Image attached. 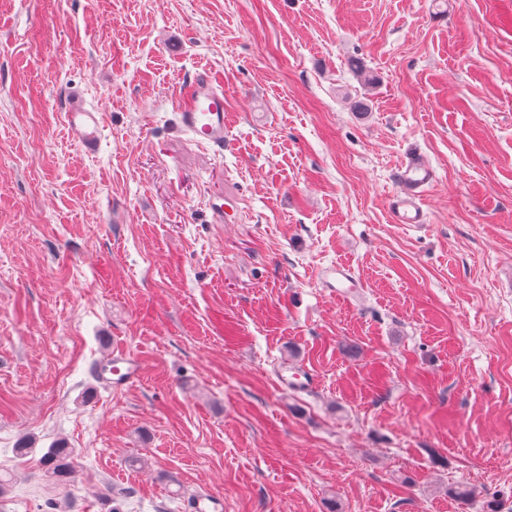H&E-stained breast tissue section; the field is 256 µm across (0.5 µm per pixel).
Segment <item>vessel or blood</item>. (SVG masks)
Returning <instances> with one entry per match:
<instances>
[{"mask_svg": "<svg viewBox=\"0 0 512 512\" xmlns=\"http://www.w3.org/2000/svg\"><path fill=\"white\" fill-rule=\"evenodd\" d=\"M178 125L195 141L216 148L224 146V88L208 73L197 75L191 84L179 89ZM70 133L87 154L98 151L102 136V119L97 109L87 107L80 97H72L67 113ZM432 179L430 167L417 156L410 157L396 172L397 189L392 196L391 213L395 223L413 228L426 221L421 206L426 186ZM105 384L118 390L137 380L142 374L139 360L123 351H115L99 368ZM186 512H224V500L214 491L190 495Z\"/></svg>", "mask_w": 512, "mask_h": 512, "instance_id": "1", "label": "vessel or blood"}]
</instances>
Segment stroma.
<instances>
[{
    "label": "stroma",
    "mask_w": 512,
    "mask_h": 512,
    "mask_svg": "<svg viewBox=\"0 0 512 512\" xmlns=\"http://www.w3.org/2000/svg\"><path fill=\"white\" fill-rule=\"evenodd\" d=\"M0 472V512H512V0H0ZM178 125L195 141L224 148V88L206 72L179 89ZM70 133L86 154L98 151L102 136L101 114L96 108H88L79 96H73L67 113ZM432 179L430 167L418 156H412L396 172L397 189L392 195L394 222L418 228L426 221L421 206L424 190ZM100 380L114 390L125 388L141 377L142 365L139 360L123 351H113L100 366ZM109 374L110 376H106ZM74 448H69L64 441H59L48 448L40 463L44 473L59 483L67 482L73 473ZM186 512H223L224 499L211 490L190 495L186 501Z\"/></svg>",
    "instance_id": "obj_1"
}]
</instances>
